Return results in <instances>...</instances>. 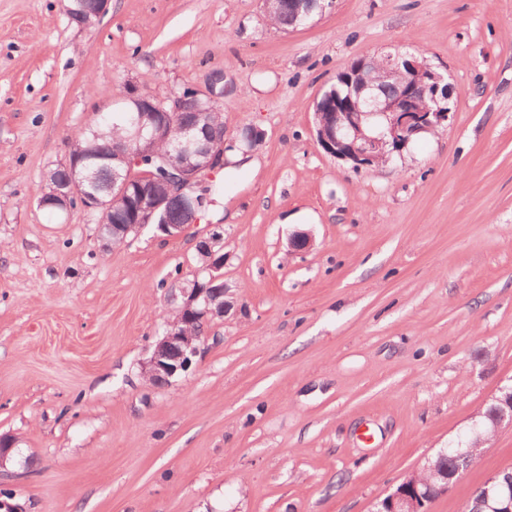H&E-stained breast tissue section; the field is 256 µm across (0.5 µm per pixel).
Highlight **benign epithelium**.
Here are the masks:
<instances>
[{"instance_id": "obj_1", "label": "benign epithelium", "mask_w": 512, "mask_h": 512, "mask_svg": "<svg viewBox=\"0 0 512 512\" xmlns=\"http://www.w3.org/2000/svg\"><path fill=\"white\" fill-rule=\"evenodd\" d=\"M68 19L84 26L83 19L91 17L94 22L108 12L110 0H63ZM334 0H288V10L297 19L305 21L312 9L324 13L333 7ZM380 71L387 75H400L404 80L398 86L397 96L383 99L367 79V73ZM336 82L349 88L346 98L336 97V107L329 112L315 113L317 142L327 154L346 161L355 170L367 169L379 161L390 162L402 155L417 136L434 132L448 123L451 109L440 106L448 99V82L445 77L427 65L414 53L397 52L387 55L360 57L351 61L336 74ZM431 93L436 109L420 106L426 93ZM194 97L208 105L216 106L224 96V72L210 73L208 86L192 90ZM127 112L131 127V140L135 144L151 143L162 137L163 130L149 123L147 113L136 109L120 108ZM102 163L112 162V183L109 194L118 200L126 196L131 183L154 179V172L143 167L141 158L132 150L112 151V157H99ZM81 160L68 158L59 169L66 178L58 190L62 197L80 201L87 210L100 213V221H106L109 211L105 199L97 195L95 171L88 167L78 169ZM161 165L169 169L167 194L159 198L144 199L139 204L136 221L127 232L137 233L148 224H157V229L169 238L181 235L183 229L177 224H158L157 217L169 199L177 197L186 207L195 211L205 203L198 190L205 185L209 175L224 169V143L211 139L206 125L195 122L184 126L180 138L170 143L168 151L161 157ZM181 314L191 320L204 313L224 317L233 308L234 302L225 299L224 285L208 284L206 288H182ZM199 338L176 324L169 323L163 336L155 344L150 359L143 366V375L152 382L170 383L171 379L185 371L187 358L199 352ZM505 405L499 412L493 430L512 427V387L505 398H496ZM456 471L443 477V483L419 488L418 473L405 477L395 487L386 491L376 502L373 512H425V504L448 494L462 478ZM497 483L507 490L504 499L495 504L489 500H474L469 512H512V471L502 470L492 476L487 484Z\"/></svg>"}]
</instances>
